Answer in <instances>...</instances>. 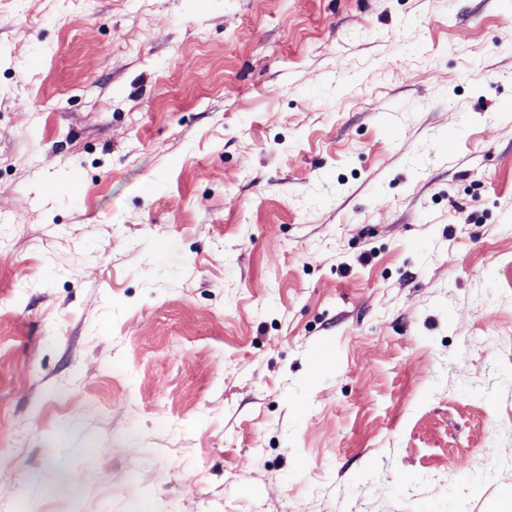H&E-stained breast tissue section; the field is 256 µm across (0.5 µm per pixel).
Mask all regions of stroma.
Instances as JSON below:
<instances>
[{
  "instance_id": "stroma-1",
  "label": "stroma",
  "mask_w": 512,
  "mask_h": 512,
  "mask_svg": "<svg viewBox=\"0 0 512 512\" xmlns=\"http://www.w3.org/2000/svg\"><path fill=\"white\" fill-rule=\"evenodd\" d=\"M512 0H0V512H512Z\"/></svg>"
}]
</instances>
